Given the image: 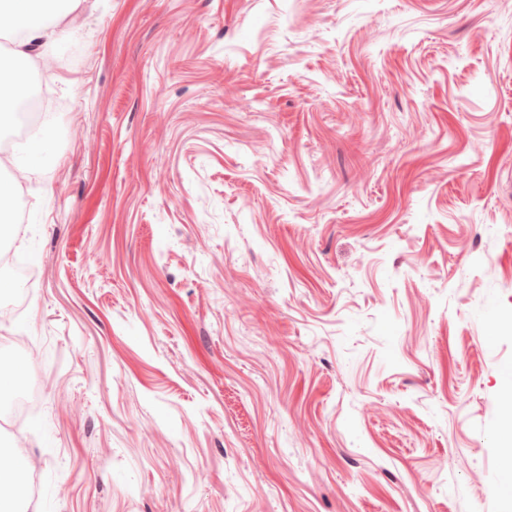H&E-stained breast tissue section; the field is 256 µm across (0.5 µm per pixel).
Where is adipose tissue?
<instances>
[{
	"instance_id": "1",
	"label": "adipose tissue",
	"mask_w": 512,
	"mask_h": 512,
	"mask_svg": "<svg viewBox=\"0 0 512 512\" xmlns=\"http://www.w3.org/2000/svg\"><path fill=\"white\" fill-rule=\"evenodd\" d=\"M52 0H0V16L10 19L12 28L21 31V38L10 51L11 61L0 62V130L13 127L21 106L31 96L30 75L33 68L51 69L53 59L45 54L32 59L35 44L47 38L45 25L34 20L38 5L51 4ZM53 137L51 123L42 124L23 142L15 145L6 162L12 177L0 182V215L14 206L17 191L39 175L47 162L48 144ZM12 469L0 468V512H19V506L28 496V486L21 479V472L30 470L31 461L19 453L11 455Z\"/></svg>"
}]
</instances>
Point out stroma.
<instances>
[{
    "instance_id": "obj_1",
    "label": "stroma",
    "mask_w": 512,
    "mask_h": 512,
    "mask_svg": "<svg viewBox=\"0 0 512 512\" xmlns=\"http://www.w3.org/2000/svg\"><path fill=\"white\" fill-rule=\"evenodd\" d=\"M65 23L0 320L38 353V409L0 415L26 512H503L512 0Z\"/></svg>"
}]
</instances>
